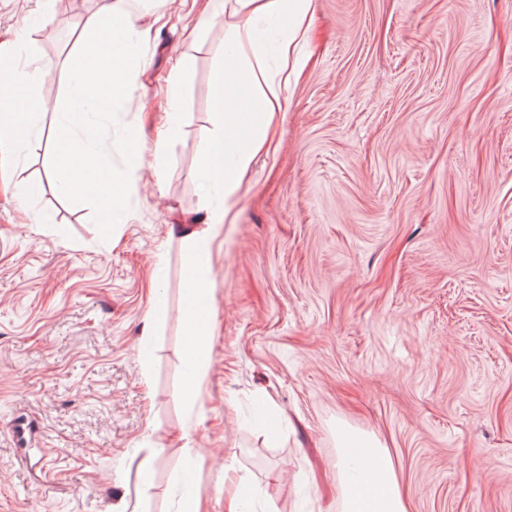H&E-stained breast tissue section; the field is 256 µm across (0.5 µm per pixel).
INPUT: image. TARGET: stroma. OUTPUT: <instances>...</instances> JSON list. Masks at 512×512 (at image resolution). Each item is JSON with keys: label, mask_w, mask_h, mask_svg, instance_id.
I'll use <instances>...</instances> for the list:
<instances>
[{"label": "stroma", "mask_w": 512, "mask_h": 512, "mask_svg": "<svg viewBox=\"0 0 512 512\" xmlns=\"http://www.w3.org/2000/svg\"><path fill=\"white\" fill-rule=\"evenodd\" d=\"M43 9L30 59L53 74L24 117L41 133L0 166V512H228L242 487L249 512H340V441L366 436L410 512H512V0H316L288 109L212 241L193 401L170 227L208 221L226 25L193 37L182 0L130 7L151 40L120 115L131 208L105 241L50 164L97 3L63 20L55 0H0V44ZM188 66V60L183 57L178 58L172 66L168 76L170 95L168 107L165 111V131L168 138L175 136L181 129L184 122L183 112H181L178 105L177 92Z\"/></svg>", "instance_id": "35a3bbf8"}]
</instances>
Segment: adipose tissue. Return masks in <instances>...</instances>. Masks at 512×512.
<instances>
[{
    "mask_svg": "<svg viewBox=\"0 0 512 512\" xmlns=\"http://www.w3.org/2000/svg\"><path fill=\"white\" fill-rule=\"evenodd\" d=\"M313 0H224V13L230 24L226 38L233 51L224 63L216 91L232 98L235 92H245L248 110L225 106L220 123L205 136L206 162L201 172L205 187L223 186L224 200L211 209L209 222L198 228L182 224L178 232L186 245V264L190 271L187 283L189 308L187 312L188 366L192 384L189 395H196L205 377L206 353L202 338L207 322L201 315L202 303L208 298L213 284L209 279L212 269L211 241L230 216L236 205V196L250 162L264 145L269 121L274 113L284 111L287 98L284 91L289 77L303 65L296 48L306 34L305 22ZM292 16L289 31L281 33L273 49L279 67L270 71L264 55L268 49L257 43L254 26L262 19ZM48 13L39 19H23L15 31L11 44L14 57L6 76L8 83L18 90L33 86L41 75L40 67L24 61L28 38L35 22H48ZM254 132L249 144L238 137L244 126ZM345 470L341 484V512H408L406 498L390 453L374 447L370 455L355 454L352 444H345L340 460Z\"/></svg>",
    "mask_w": 512,
    "mask_h": 512,
    "instance_id": "adipose-tissue-1",
    "label": "adipose tissue"
}]
</instances>
